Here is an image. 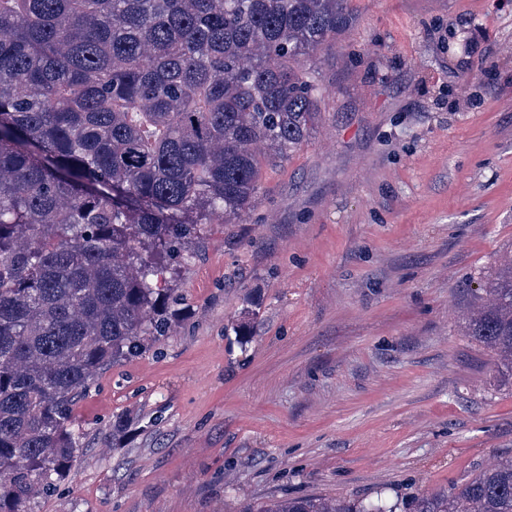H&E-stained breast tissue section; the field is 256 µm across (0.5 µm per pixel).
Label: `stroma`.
<instances>
[{
    "label": "stroma",
    "instance_id": "35a3bbf8",
    "mask_svg": "<svg viewBox=\"0 0 512 512\" xmlns=\"http://www.w3.org/2000/svg\"><path fill=\"white\" fill-rule=\"evenodd\" d=\"M326 93L245 223L205 224L169 334L73 407L35 512L411 498L512 459V382L464 323L512 258V0H349Z\"/></svg>",
    "mask_w": 512,
    "mask_h": 512
}]
</instances>
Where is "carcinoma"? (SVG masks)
I'll return each mask as SVG.
<instances>
[{
  "label": "carcinoma",
  "instance_id": "1",
  "mask_svg": "<svg viewBox=\"0 0 512 512\" xmlns=\"http://www.w3.org/2000/svg\"><path fill=\"white\" fill-rule=\"evenodd\" d=\"M348 0H0V512L71 470L72 407L169 335L164 273L199 224H241L307 141L309 57ZM468 332L512 380V260ZM244 512H512V460L409 500L283 497Z\"/></svg>",
  "mask_w": 512,
  "mask_h": 512
}]
</instances>
